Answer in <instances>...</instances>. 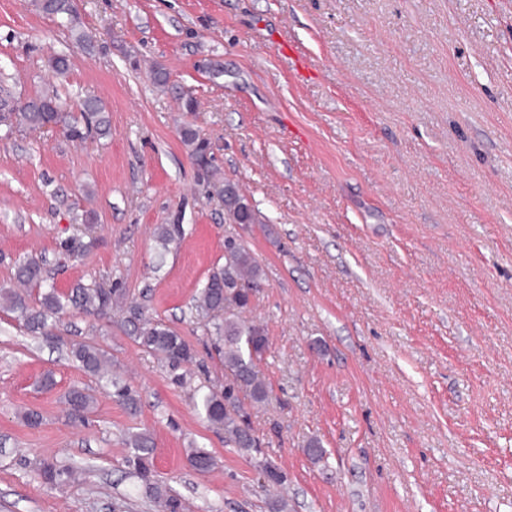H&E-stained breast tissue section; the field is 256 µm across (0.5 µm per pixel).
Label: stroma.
Here are the masks:
<instances>
[{
    "label": "stroma",
    "mask_w": 512,
    "mask_h": 512,
    "mask_svg": "<svg viewBox=\"0 0 512 512\" xmlns=\"http://www.w3.org/2000/svg\"><path fill=\"white\" fill-rule=\"evenodd\" d=\"M79 18L92 48L32 0H0V81L23 99L56 86L73 108L99 98L111 123L82 142L0 125V288L19 259H43L59 290L122 289L195 360L175 384L116 308L66 310L44 336L0 309V512H158L123 465L142 431L184 512H512V0H80ZM186 124L211 143V172ZM216 177L256 223L227 220ZM74 235L76 258L60 247ZM230 238L262 268L245 312L269 344L256 452L196 407V388L231 379L190 314ZM74 343L108 353L136 411ZM74 388L94 397L82 420L64 416ZM192 447L211 470L192 469ZM44 460L79 482L43 484ZM263 461L282 485L264 486ZM180 134L194 164L201 169H208L210 160L207 158V142L200 138L198 132L191 126L182 127Z\"/></svg>",
    "instance_id": "1"
}]
</instances>
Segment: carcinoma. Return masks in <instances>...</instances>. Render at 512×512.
<instances>
[{
    "instance_id": "cac0c4a2",
    "label": "carcinoma",
    "mask_w": 512,
    "mask_h": 512,
    "mask_svg": "<svg viewBox=\"0 0 512 512\" xmlns=\"http://www.w3.org/2000/svg\"><path fill=\"white\" fill-rule=\"evenodd\" d=\"M33 2L37 11L58 18L69 27L77 43L86 47L92 45L91 35L81 27L76 16L74 0ZM0 122L9 128L32 130L59 126L72 141L83 140L93 133L105 137L111 132L109 116L99 100L86 98L82 103L81 119H72L66 114L64 102L54 89L20 102L0 86ZM180 134L194 164L202 169L208 168L207 142L190 126L182 127ZM215 187L224 199L227 217L233 223H256L255 208L235 184L217 182ZM261 275V267L250 251L243 244L229 240L224 244V267L209 276L192 305L197 316L212 323L215 335L213 349L234 378V382L222 390L210 388L202 392L197 404L209 422L224 425L226 441L244 451L254 449L255 444L238 390H249V398L254 403H262L268 397V390L256 371L266 352L267 338L261 328L242 318L253 292L260 287ZM15 279L26 290L0 289V308L13 313L33 335L44 334L48 321L69 306L90 314L105 313L112 308L118 292L116 288L106 290L78 286L61 294L54 286L46 285L43 261L33 257L17 262ZM33 288L38 289L35 298L29 293ZM124 307L129 337L140 347L158 355L175 372L173 380L181 382L183 377L177 370L193 360V349L167 325L147 320L138 304L126 302ZM69 353L85 372L108 381L113 388V396L119 402L130 410L137 408L136 396L112 376L110 358L104 350L93 344H78L72 346ZM66 403L68 417L82 419L91 408L92 397L80 389H73L68 393ZM187 459L190 466L199 472H206L214 466V457L204 448L189 449ZM124 463L127 473L140 482L145 494L159 507V512H183L181 499L155 478V448L149 433L140 432L129 437ZM74 472L71 465L53 462H44L40 467L41 479L52 486L67 485L72 481Z\"/></svg>"
}]
</instances>
